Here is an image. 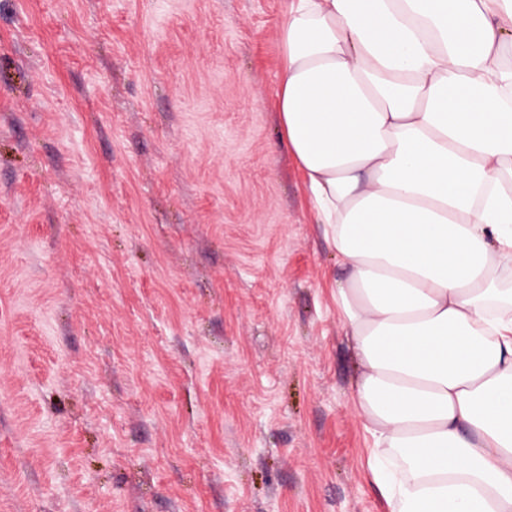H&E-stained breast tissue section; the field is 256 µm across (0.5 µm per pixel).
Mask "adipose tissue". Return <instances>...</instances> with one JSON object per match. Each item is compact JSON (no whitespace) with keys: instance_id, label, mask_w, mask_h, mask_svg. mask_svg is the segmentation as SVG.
<instances>
[{"instance_id":"adipose-tissue-1","label":"adipose tissue","mask_w":512,"mask_h":512,"mask_svg":"<svg viewBox=\"0 0 512 512\" xmlns=\"http://www.w3.org/2000/svg\"><path fill=\"white\" fill-rule=\"evenodd\" d=\"M277 113L389 512H512V0H288Z\"/></svg>"}]
</instances>
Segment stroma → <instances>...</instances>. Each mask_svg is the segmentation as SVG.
Returning a JSON list of instances; mask_svg holds the SVG:
<instances>
[{"mask_svg":"<svg viewBox=\"0 0 512 512\" xmlns=\"http://www.w3.org/2000/svg\"><path fill=\"white\" fill-rule=\"evenodd\" d=\"M283 0H0V512H387Z\"/></svg>","mask_w":512,"mask_h":512,"instance_id":"obj_1","label":"stroma"}]
</instances>
